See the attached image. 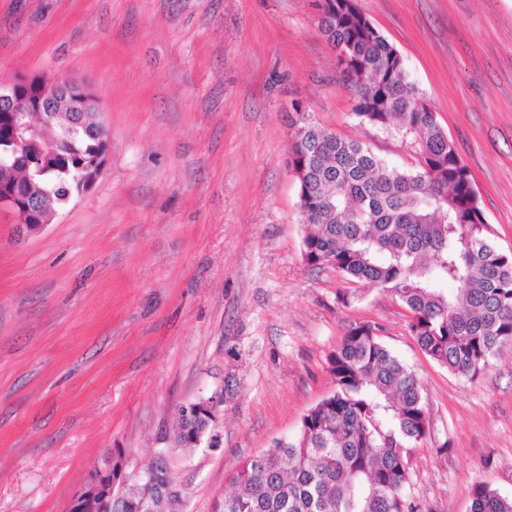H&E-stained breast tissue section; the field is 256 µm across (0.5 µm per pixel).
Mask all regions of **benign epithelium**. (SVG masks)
Masks as SVG:
<instances>
[{
    "label": "benign epithelium",
    "mask_w": 512,
    "mask_h": 512,
    "mask_svg": "<svg viewBox=\"0 0 512 512\" xmlns=\"http://www.w3.org/2000/svg\"><path fill=\"white\" fill-rule=\"evenodd\" d=\"M8 136L0 139V213L35 233L51 223L54 191L33 182L28 175L33 164L52 169L59 156L62 137L83 134L96 142L93 155L76 166L74 188H65L66 198L81 195L101 175L109 151V140L101 121L99 102L86 83L67 77L46 82L18 77L0 82V128ZM184 418L215 420L217 407L211 401L180 406ZM118 471L110 466L94 471L76 492L73 503L80 512H127L137 503L149 512H173L181 503V491L162 480L159 466L142 471L134 484L137 499L129 493L114 494Z\"/></svg>",
    "instance_id": "benign-epithelium-1"
}]
</instances>
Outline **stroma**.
<instances>
[{"mask_svg": "<svg viewBox=\"0 0 512 512\" xmlns=\"http://www.w3.org/2000/svg\"><path fill=\"white\" fill-rule=\"evenodd\" d=\"M397 50L512 253V0H355ZM316 0H0V82L94 90L110 151L89 191L35 234L0 215V512H69L89 475L163 459L182 512H218L230 477L334 388L355 324L418 375L429 433L414 512L512 496V347L477 377L427 358L400 302L303 257L287 149L297 111L388 163L418 157L359 124ZM212 401L192 448L177 412ZM182 412L184 418L197 419L202 418L206 421V427L203 428L197 434V437L193 443V445H197L201 442L202 437L204 436V432L208 428L209 424L213 422L216 418L217 407L211 401H199V402H191L188 404H184L180 406L178 409ZM210 427V426H209ZM209 429V428H208Z\"/></svg>", "mask_w": 512, "mask_h": 512, "instance_id": "1", "label": "stroma"}]
</instances>
